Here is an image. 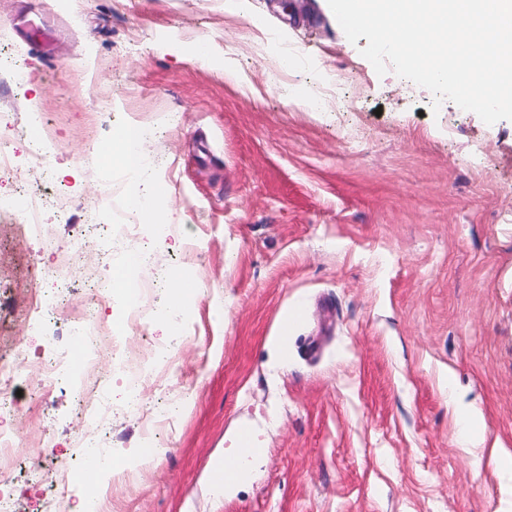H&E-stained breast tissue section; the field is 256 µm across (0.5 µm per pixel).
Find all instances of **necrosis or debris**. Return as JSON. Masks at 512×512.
I'll return each mask as SVG.
<instances>
[{
	"mask_svg": "<svg viewBox=\"0 0 512 512\" xmlns=\"http://www.w3.org/2000/svg\"><path fill=\"white\" fill-rule=\"evenodd\" d=\"M106 196L112 217L107 225L108 238L134 237L138 224L132 181L113 180ZM44 210L43 194L26 189L10 201H0V212L19 214L27 236L48 249L51 264L44 272L46 280L67 292L92 288L94 303L110 302L111 282L94 276L102 255L101 244L83 238L61 243L55 226L46 222ZM48 317L59 325L68 341L78 344L81 353L76 356L63 348L48 354L18 345L11 346L8 353H0V473L26 468L29 481L42 490L41 512H62V488L72 479L84 478L86 456L103 455L100 442L112 432V408L101 399L98 367L100 358L112 357L114 353L113 328L92 306L79 308L63 298L56 301ZM175 352V345L170 344L154 350V366L125 367L128 410L138 408L143 387L152 381L156 368L166 365ZM14 362L29 369L31 391L37 399H47L61 389L72 394L78 409L75 445L81 450L73 463L59 467L34 464L35 449L48 447L49 442L42 435L37 418L13 399L18 379L10 368Z\"/></svg>",
	"mask_w": 512,
	"mask_h": 512,
	"instance_id": "obj_1",
	"label": "necrosis or debris"
}]
</instances>
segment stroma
<instances>
[{
	"label": "stroma",
	"instance_id": "1",
	"mask_svg": "<svg viewBox=\"0 0 512 512\" xmlns=\"http://www.w3.org/2000/svg\"><path fill=\"white\" fill-rule=\"evenodd\" d=\"M25 19L53 26L50 52ZM0 30L30 76L22 92L0 81V110L45 117L12 152L51 135L56 175L100 219L114 133L135 119L153 132L170 230L143 227L153 314L131 329L119 303L99 309L118 355L147 357L172 281L197 280L163 380L187 396L179 413L157 423L153 389L141 413L122 409L121 375L103 387L110 512H512V476L470 453L454 418L480 411L486 444L512 457V121L432 111L430 91L376 73L327 0H0ZM284 45L300 59L288 70ZM46 220L65 242L106 234L76 204L49 202ZM43 251L0 214V321L33 350L54 327L13 293L55 302ZM18 402L48 462L75 457L68 393L39 403L25 386ZM152 423L163 449L145 465ZM244 431L260 454L218 494L212 467Z\"/></svg>",
	"mask_w": 512,
	"mask_h": 512
}]
</instances>
